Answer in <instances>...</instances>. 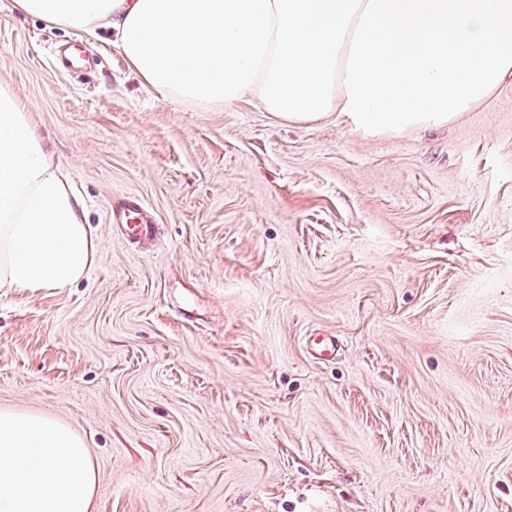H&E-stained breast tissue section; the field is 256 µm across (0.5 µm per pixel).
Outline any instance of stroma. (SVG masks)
<instances>
[{
  "label": "stroma",
  "instance_id": "35a3bbf8",
  "mask_svg": "<svg viewBox=\"0 0 512 512\" xmlns=\"http://www.w3.org/2000/svg\"><path fill=\"white\" fill-rule=\"evenodd\" d=\"M0 81L99 243L74 287L0 291V408L80 434L92 512H512V82L392 135L185 108L15 0ZM131 194L158 242L113 224Z\"/></svg>",
  "mask_w": 512,
  "mask_h": 512
}]
</instances>
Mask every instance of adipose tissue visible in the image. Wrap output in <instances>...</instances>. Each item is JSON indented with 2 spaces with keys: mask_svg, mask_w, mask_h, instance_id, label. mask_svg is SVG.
<instances>
[{
  "mask_svg": "<svg viewBox=\"0 0 512 512\" xmlns=\"http://www.w3.org/2000/svg\"><path fill=\"white\" fill-rule=\"evenodd\" d=\"M111 44L184 105L245 99L297 123L345 113L370 135L447 125L512 79V0H15ZM98 244L29 104L0 82V290L71 287ZM83 440L0 410V512H90Z\"/></svg>",
  "mask_w": 512,
  "mask_h": 512,
  "instance_id": "obj_1",
  "label": "adipose tissue"
}]
</instances>
